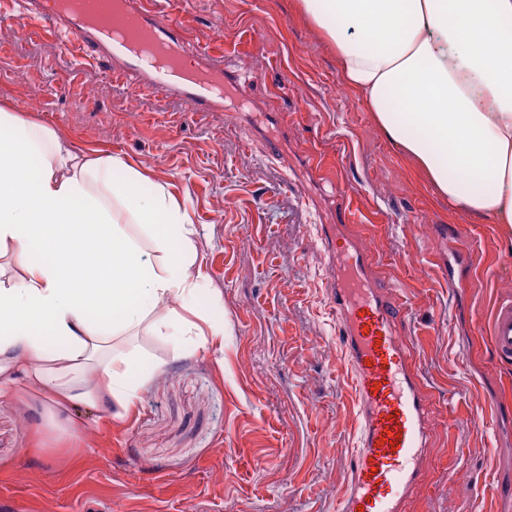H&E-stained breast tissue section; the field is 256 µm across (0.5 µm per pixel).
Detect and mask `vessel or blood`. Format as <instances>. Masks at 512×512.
Returning <instances> with one entry per match:
<instances>
[{"instance_id":"1","label":"vessel or blood","mask_w":512,"mask_h":512,"mask_svg":"<svg viewBox=\"0 0 512 512\" xmlns=\"http://www.w3.org/2000/svg\"><path fill=\"white\" fill-rule=\"evenodd\" d=\"M112 2L73 0L64 9L43 0L32 16L26 0H0V19L16 23L25 36L48 37L83 50L92 44L111 53L117 64L110 81L134 93L174 95L197 112L223 104V57L208 50L188 53L180 23L157 22L151 0H120L118 24L177 57L176 67L152 66L134 48L89 22V15L110 12ZM325 239L334 258L330 311L349 361L360 418L352 481L341 497L340 512H405L406 500L422 480L429 405L413 369L410 341L397 326L401 302L394 289L379 286L373 248L350 235L346 225H327ZM490 338L494 356L512 360L511 299L494 308Z\"/></svg>"}]
</instances>
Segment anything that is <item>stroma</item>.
Here are the masks:
<instances>
[{"mask_svg": "<svg viewBox=\"0 0 512 512\" xmlns=\"http://www.w3.org/2000/svg\"><path fill=\"white\" fill-rule=\"evenodd\" d=\"M190 47L224 54L234 117L132 96L48 39L0 24V102L86 157L117 156L187 203L208 283L191 321L223 347L141 336L145 384L120 420L58 413L40 388L0 398V503L29 512H337L351 481L356 401L327 310L321 227L375 246L430 406L423 481L406 512H512V363L487 322L512 297V228L449 210L340 79L294 0H154ZM256 80H248L250 72ZM320 158L326 173L310 174ZM343 181L354 214L333 184ZM461 281L448 288L449 278ZM500 418L486 411L489 400Z\"/></svg>", "mask_w": 512, "mask_h": 512, "instance_id": "1", "label": "stroma"}]
</instances>
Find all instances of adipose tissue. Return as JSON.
Here are the masks:
<instances>
[{
	"mask_svg": "<svg viewBox=\"0 0 512 512\" xmlns=\"http://www.w3.org/2000/svg\"><path fill=\"white\" fill-rule=\"evenodd\" d=\"M343 84L449 205L512 226V0H297ZM126 178L114 180L115 170ZM118 157L79 158L0 108V397L127 414L143 388L130 339L223 345L224 323L178 313L204 290L187 205Z\"/></svg>",
	"mask_w": 512,
	"mask_h": 512,
	"instance_id": "obj_1",
	"label": "adipose tissue"
}]
</instances>
